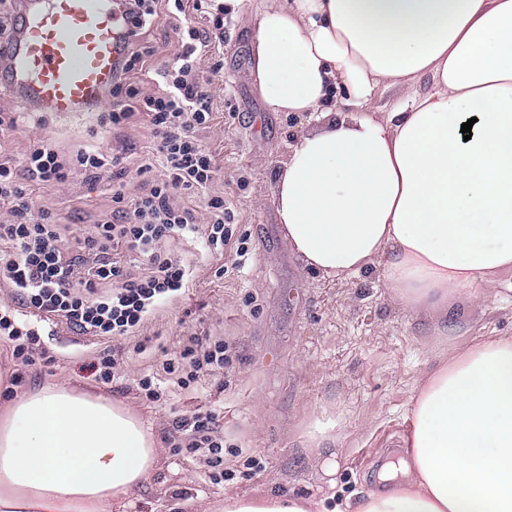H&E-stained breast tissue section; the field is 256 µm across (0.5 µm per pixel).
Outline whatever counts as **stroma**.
I'll return each mask as SVG.
<instances>
[{
	"mask_svg": "<svg viewBox=\"0 0 512 512\" xmlns=\"http://www.w3.org/2000/svg\"><path fill=\"white\" fill-rule=\"evenodd\" d=\"M250 29L248 12L225 11L224 44L216 58L202 62L206 68L217 59L223 64L210 86L215 120L202 140L220 166L212 190L223 195L234 224L250 236L244 270L234 269L232 252L207 256L195 238H177L164 248L192 263L194 277L135 336L113 341L76 334L59 320L39 321L55 357L51 366L31 367L41 380H67L123 402L159 437L175 419L210 408L219 415L229 448L224 468L232 472V480L212 484L203 457L168 448L158 471L128 497L122 512H167L176 500L184 502L183 512H195L197 504L228 493L268 490L305 498L332 495L340 505L357 500L374 491L379 466L398 448L407 396L440 348H460L488 334L512 336V272L502 275L499 297L459 300L454 309L458 328L440 347L432 333L443 324V314L417 315L392 300L379 269L331 280L304 268L283 236L273 192L287 145L307 121L266 111L258 91L245 80ZM111 108L107 102L98 111L64 119L34 112L0 88V111L30 115L23 132H0V156L20 157L31 142L44 137L66 154L88 144L107 154L146 146L151 128L143 116L100 131L98 118ZM40 198L65 226L61 248L66 252L76 236L112 211L107 183L92 184L80 176L41 191ZM221 266L228 272L219 278L215 271ZM193 336L223 338L229 366L173 394L168 404H143L136 394L139 378L159 374L161 363L179 355ZM143 340L149 343L147 352L136 353L135 345ZM115 346L126 354L118 389L91 381L85 369L100 351ZM323 412L336 419V427L323 447L308 446L304 433ZM236 447L241 450L237 456L232 453ZM331 451L336 472L329 475L323 461ZM249 456L260 460V471L246 468Z\"/></svg>",
	"mask_w": 512,
	"mask_h": 512,
	"instance_id": "obj_1",
	"label": "stroma"
}]
</instances>
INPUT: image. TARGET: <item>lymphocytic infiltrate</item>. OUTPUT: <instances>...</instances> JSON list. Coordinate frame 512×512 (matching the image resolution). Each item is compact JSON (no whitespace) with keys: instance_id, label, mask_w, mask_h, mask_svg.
<instances>
[{"instance_id":"f902f5d3","label":"lymphocytic infiltrate","mask_w":512,"mask_h":512,"mask_svg":"<svg viewBox=\"0 0 512 512\" xmlns=\"http://www.w3.org/2000/svg\"><path fill=\"white\" fill-rule=\"evenodd\" d=\"M132 21L117 77L108 92L115 102L110 124L130 123L145 115L152 140L140 150L136 168L127 156L95 148L60 154L49 140L35 143L21 159L0 158V209L9 219L0 224V283L12 288L16 305H0V337L8 341L21 381V369L55 358L46 348L40 328L21 317L27 308L66 321L83 335L122 338L133 335L162 303L179 297L194 270L182 259L163 251V241L197 236L208 255L233 247L238 259L248 255V234H234L232 215L224 198L211 194L219 167L200 139L214 120L210 82L201 61L224 42V21L215 16L207 30L183 24L177 29L180 50L172 61L155 62L156 51L145 40L161 17H181L185 0H123ZM144 73L159 87L143 93L131 77ZM92 183L112 184V212L76 238V254L68 257L59 243L60 228L45 208L38 189L65 185L74 173ZM147 178L146 192L126 190L129 173ZM204 201L206 223H198L194 208L181 203L184 195ZM138 254L144 267L129 273L124 256ZM219 340L193 338L179 356L166 360L164 370L181 388L201 375L214 374L227 364ZM169 443L174 450L202 453L213 484L229 480L224 470V437L215 412L176 419Z\"/></svg>"}]
</instances>
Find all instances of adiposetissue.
Segmentation results:
<instances>
[{
  "label": "adipose tissue",
  "mask_w": 512,
  "mask_h": 512,
  "mask_svg": "<svg viewBox=\"0 0 512 512\" xmlns=\"http://www.w3.org/2000/svg\"><path fill=\"white\" fill-rule=\"evenodd\" d=\"M250 45L245 78L266 110L313 123L274 192L305 268H379L417 313L496 292L512 270V0H264ZM392 89L399 106L370 115ZM397 455L345 512H512V336L436 356ZM160 458L122 402L31 381L0 394V512H112ZM204 512L328 510L269 492Z\"/></svg>",
  "instance_id": "1"
}]
</instances>
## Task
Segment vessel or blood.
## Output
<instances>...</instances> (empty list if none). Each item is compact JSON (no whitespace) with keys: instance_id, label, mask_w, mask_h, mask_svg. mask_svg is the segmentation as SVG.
<instances>
[{"instance_id":"1","label":"vessel or blood","mask_w":512,"mask_h":512,"mask_svg":"<svg viewBox=\"0 0 512 512\" xmlns=\"http://www.w3.org/2000/svg\"><path fill=\"white\" fill-rule=\"evenodd\" d=\"M130 27L118 0H26L0 57L9 63L10 85L70 116L103 101Z\"/></svg>"}]
</instances>
